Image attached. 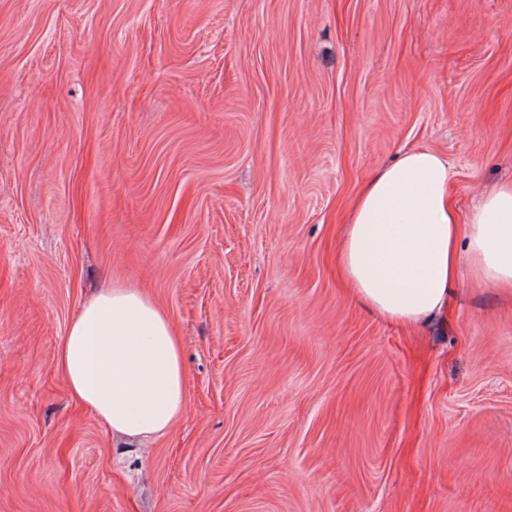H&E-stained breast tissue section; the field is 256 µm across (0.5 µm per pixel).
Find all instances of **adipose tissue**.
<instances>
[{"label":"adipose tissue","mask_w":512,"mask_h":512,"mask_svg":"<svg viewBox=\"0 0 512 512\" xmlns=\"http://www.w3.org/2000/svg\"><path fill=\"white\" fill-rule=\"evenodd\" d=\"M452 169L427 148L403 151L367 181L345 218L337 263L356 297L416 328L448 313L469 264L484 282L512 288V182L496 185L459 220ZM183 345L141 290L107 288L86 300L56 355L70 394L128 444L169 431L185 407Z\"/></svg>","instance_id":"obj_1"}]
</instances>
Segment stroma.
I'll return each mask as SVG.
<instances>
[{
  "instance_id": "1",
  "label": "stroma",
  "mask_w": 512,
  "mask_h": 512,
  "mask_svg": "<svg viewBox=\"0 0 512 512\" xmlns=\"http://www.w3.org/2000/svg\"><path fill=\"white\" fill-rule=\"evenodd\" d=\"M512 180V0H0V512H512V297L413 330L340 280L400 150ZM138 288L185 412L120 447L57 349Z\"/></svg>"
}]
</instances>
